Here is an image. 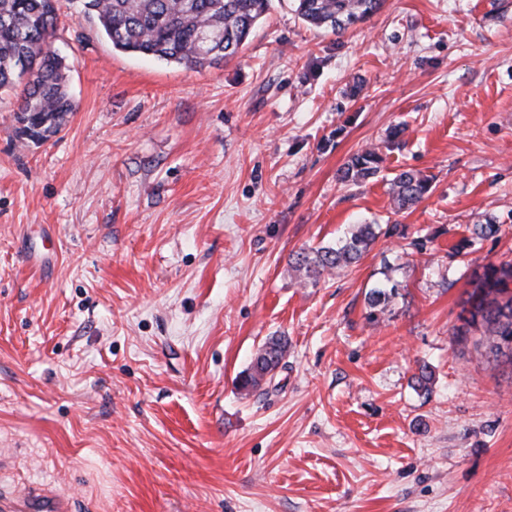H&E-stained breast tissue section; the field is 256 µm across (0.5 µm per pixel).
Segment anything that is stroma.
Masks as SVG:
<instances>
[{"instance_id":"35a3bbf8","label":"stroma","mask_w":512,"mask_h":512,"mask_svg":"<svg viewBox=\"0 0 512 512\" xmlns=\"http://www.w3.org/2000/svg\"><path fill=\"white\" fill-rule=\"evenodd\" d=\"M57 7L75 112L24 143L0 91V484L69 512H512V367L457 333L512 261V0H385L339 35L272 0L201 70ZM368 147L380 173L341 182ZM403 169L432 181L407 210ZM356 224L359 262L298 283ZM272 336L283 365L240 389ZM376 237L374 225L356 224L338 239L336 247L303 249L290 261V267L297 279L317 285L325 274L344 271L357 263ZM390 279L380 286L371 288L366 294V300L368 305L367 318L372 322L379 320V315L384 314L392 299L396 295V285H389Z\"/></svg>"}]
</instances>
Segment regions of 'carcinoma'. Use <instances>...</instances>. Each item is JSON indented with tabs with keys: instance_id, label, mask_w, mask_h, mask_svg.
I'll list each match as a JSON object with an SVG mask.
<instances>
[{
	"instance_id": "cac0c4a2",
	"label": "carcinoma",
	"mask_w": 512,
	"mask_h": 512,
	"mask_svg": "<svg viewBox=\"0 0 512 512\" xmlns=\"http://www.w3.org/2000/svg\"><path fill=\"white\" fill-rule=\"evenodd\" d=\"M83 12L122 52L154 56L205 68L235 57L254 26L269 10L270 0H81ZM300 18L340 34L379 11L384 0H296ZM59 20L56 0H0V90L28 77L14 113L15 135L40 143L56 135L76 105L66 89L63 59L51 50ZM382 158L372 149L352 155L341 180L374 177ZM431 180L402 170L391 180L392 198L400 210L429 194ZM376 239L374 225L356 224L336 246L304 249L290 261L297 279L316 285L322 276L357 263ZM384 283L366 294L367 318L376 322L396 295ZM468 327L484 328L486 348L494 360L512 364V264L486 267L470 296ZM288 351L282 336L270 337L239 379L240 388L258 387L274 374Z\"/></svg>"
}]
</instances>
